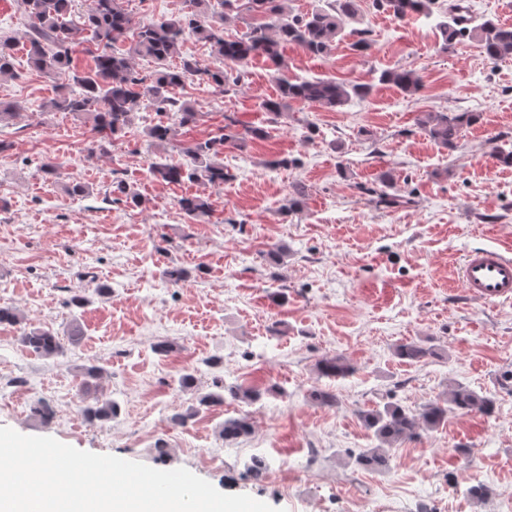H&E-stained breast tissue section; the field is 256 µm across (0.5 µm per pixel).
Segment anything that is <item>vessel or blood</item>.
<instances>
[{
	"label": "vessel or blood",
	"instance_id": "vessel-or-blood-1",
	"mask_svg": "<svg viewBox=\"0 0 512 512\" xmlns=\"http://www.w3.org/2000/svg\"><path fill=\"white\" fill-rule=\"evenodd\" d=\"M460 286L471 300L493 304L512 300V250L478 249L463 263Z\"/></svg>",
	"mask_w": 512,
	"mask_h": 512
}]
</instances>
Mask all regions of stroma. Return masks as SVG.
Listing matches in <instances>:
<instances>
[{"label":"stroma","instance_id":"35a3bbf8","mask_svg":"<svg viewBox=\"0 0 512 512\" xmlns=\"http://www.w3.org/2000/svg\"><path fill=\"white\" fill-rule=\"evenodd\" d=\"M447 5L437 0L431 18L399 21L362 0L366 52L349 35L325 56L290 44L282 68L252 59L230 96L186 81L196 124L159 148L148 136L159 116L143 99L109 154L91 159V127L44 108L69 71L31 65L28 19L18 0H0L15 71L0 81V99L21 106L0 124V306L20 318L0 324V426L159 470L183 467L279 512H411L421 499L443 512H512V301L473 303L459 284L468 250L512 243V165L493 155L512 149V58L489 60L468 37L443 46L436 23ZM398 67L416 71L419 92L379 83L381 71ZM279 77L372 91L337 110L294 103L277 117L262 104ZM426 112L478 120L446 148L418 125ZM228 115L267 135L225 150L222 187L151 174L150 162H186V148L218 134ZM285 157L291 165L278 166ZM47 162L55 174L42 172ZM386 172L390 194L406 205L378 209L360 193ZM116 181L143 205L113 201ZM78 182L86 196L69 194ZM297 183L306 192L294 207ZM190 194L209 197L205 221L180 209ZM278 247L285 255L271 260ZM172 266L189 274L177 288L165 279ZM99 284L107 295L96 294ZM78 292L87 302L76 309L68 301ZM74 320L82 339L63 354L19 341L24 328L62 333ZM163 341L172 345L165 355L155 351ZM412 341L430 355L398 359L396 347ZM334 356L352 374L319 375L318 362ZM90 366L102 368L101 393L119 411L76 427L75 412L90 403L79 389ZM187 369L197 380L183 388ZM228 382L280 394L200 406ZM459 384L493 396L494 414H449L394 443L386 470L350 459L377 445L364 413L387 401L416 412ZM314 390L334 393L335 404L313 401ZM191 409L186 426L171 424V414ZM243 414L251 433L224 441L225 419ZM255 458L265 461L257 475L248 470ZM477 485L487 498L469 496Z\"/></svg>","mask_w":512,"mask_h":512}]
</instances>
